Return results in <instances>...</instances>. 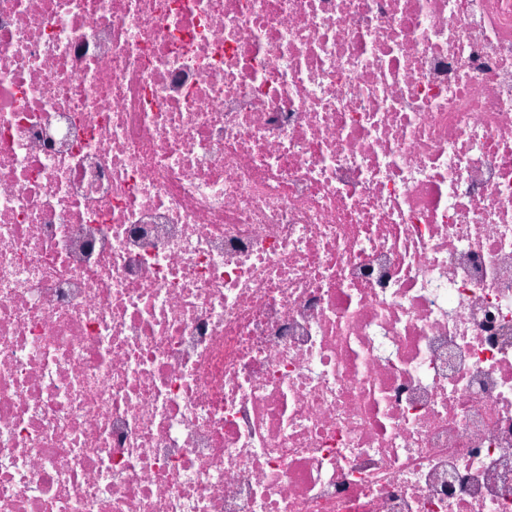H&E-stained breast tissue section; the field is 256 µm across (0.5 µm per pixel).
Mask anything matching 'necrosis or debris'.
<instances>
[{
    "mask_svg": "<svg viewBox=\"0 0 512 512\" xmlns=\"http://www.w3.org/2000/svg\"><path fill=\"white\" fill-rule=\"evenodd\" d=\"M0 512H512V0H0Z\"/></svg>",
    "mask_w": 512,
    "mask_h": 512,
    "instance_id": "1",
    "label": "necrosis or debris"
}]
</instances>
